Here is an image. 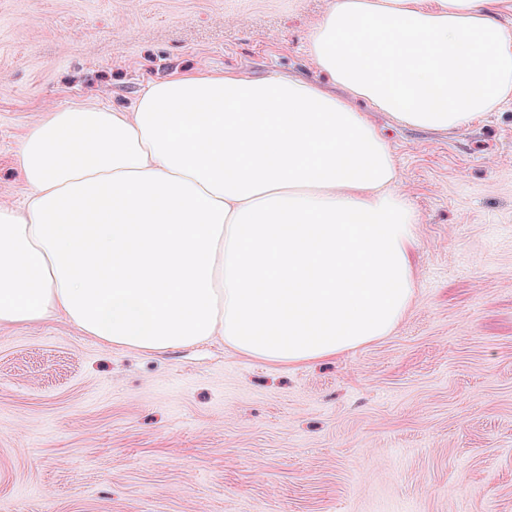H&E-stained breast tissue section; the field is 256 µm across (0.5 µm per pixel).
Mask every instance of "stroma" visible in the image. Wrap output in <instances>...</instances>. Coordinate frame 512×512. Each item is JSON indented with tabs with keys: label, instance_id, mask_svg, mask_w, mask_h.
Segmentation results:
<instances>
[{
	"label": "stroma",
	"instance_id": "1",
	"mask_svg": "<svg viewBox=\"0 0 512 512\" xmlns=\"http://www.w3.org/2000/svg\"><path fill=\"white\" fill-rule=\"evenodd\" d=\"M335 3L0 0V201L23 204L20 137L52 110L199 70L323 81ZM360 109L420 220L395 331L288 367L1 329L0 512H512V101L449 134Z\"/></svg>",
	"mask_w": 512,
	"mask_h": 512
}]
</instances>
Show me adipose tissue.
Segmentation results:
<instances>
[{"label":"adipose tissue","mask_w":512,"mask_h":512,"mask_svg":"<svg viewBox=\"0 0 512 512\" xmlns=\"http://www.w3.org/2000/svg\"><path fill=\"white\" fill-rule=\"evenodd\" d=\"M512 0H336L310 51L331 80L152 82L132 110H54L0 204V328L63 318L148 353L219 337L283 366L394 332L419 222L384 137L454 132L512 99Z\"/></svg>","instance_id":"1"}]
</instances>
